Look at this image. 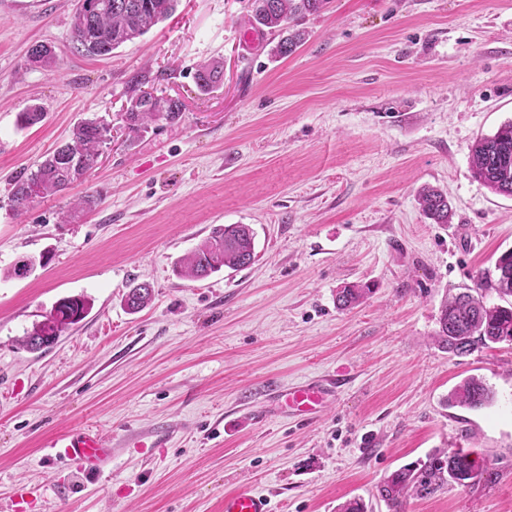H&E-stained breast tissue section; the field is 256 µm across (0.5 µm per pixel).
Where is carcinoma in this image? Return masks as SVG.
<instances>
[{
  "label": "carcinoma",
  "mask_w": 512,
  "mask_h": 512,
  "mask_svg": "<svg viewBox=\"0 0 512 512\" xmlns=\"http://www.w3.org/2000/svg\"><path fill=\"white\" fill-rule=\"evenodd\" d=\"M177 0H78L72 17L71 38L75 52L102 57L122 44L144 35L157 22L170 16ZM327 0H248V22L256 29L279 36L276 53L292 54L304 40V32L286 23L319 13ZM56 62L54 50L37 44L29 52V63L43 69ZM201 90H211L220 80L216 68L202 67L197 74ZM182 115L177 99L139 96V111L128 123L134 134L147 131L151 124H174ZM44 112L34 105L18 113L17 125L27 128L41 122ZM110 138V128L97 118H87L72 130L69 141L58 146L37 169L19 180L12 195L18 211L29 208L35 199H44L68 186L84 181L98 164L102 148ZM470 163L475 177L492 192L512 196V122L494 135L482 137L471 147ZM423 213L436 224H449L452 211L448 194L435 187H424L418 194ZM255 255V232L248 224L214 227L202 243L190 250L177 267L179 275L203 279L225 268L238 270L249 266ZM495 268L508 279L481 276L472 287L442 301L438 317L437 345L463 357L479 347L512 343V250L503 252ZM494 290L500 304L487 301V291ZM368 285L352 284L336 290V304L341 309L354 307L370 293ZM151 288L142 283L130 288L125 305L133 313L151 301ZM89 310L83 296L59 299L45 320L35 324L22 339L29 351H39L53 344L65 330L81 322ZM494 400L492 389L479 377H470L457 385L446 398L449 407L478 410ZM488 470V464L470 459L463 448H438L424 460L405 465L385 477L377 486L379 498L389 512H406L412 498H427L450 485L462 489L475 486Z\"/></svg>",
  "instance_id": "carcinoma-1"
}]
</instances>
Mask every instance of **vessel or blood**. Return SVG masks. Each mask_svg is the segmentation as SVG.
Instances as JSON below:
<instances>
[{
  "label": "vessel or blood",
  "instance_id": "obj_1",
  "mask_svg": "<svg viewBox=\"0 0 512 512\" xmlns=\"http://www.w3.org/2000/svg\"><path fill=\"white\" fill-rule=\"evenodd\" d=\"M337 388L338 381L333 377L305 381L272 390L268 402L277 413L308 420L323 413ZM45 446L51 456L77 465L86 474L99 471L112 457L110 446L91 429L55 435ZM223 512H270L269 500L265 494L250 489L231 491L224 495Z\"/></svg>",
  "mask_w": 512,
  "mask_h": 512
}]
</instances>
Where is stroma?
I'll return each instance as SVG.
<instances>
[{"label": "stroma", "instance_id": "1", "mask_svg": "<svg viewBox=\"0 0 512 512\" xmlns=\"http://www.w3.org/2000/svg\"><path fill=\"white\" fill-rule=\"evenodd\" d=\"M246 0H178L112 54L70 50L71 0H0V512H222L226 492L272 512H388L379 481L437 448L492 464L473 489L408 512H512V345L456 357L433 342L444 296L512 249V197L475 178L473 143L512 121V0H329L304 41L243 39ZM51 44L57 65L28 62ZM220 82L202 93L200 66ZM180 100L179 122L129 133L141 94ZM40 105L27 129L19 112ZM111 140L83 183L11 203L14 183L83 119ZM448 194L451 223L419 191ZM101 198L71 215L84 193ZM219 224L255 231L254 262L200 280L176 262ZM47 257L25 278L3 272ZM150 283L131 313L123 297ZM367 284L351 310L336 290ZM91 308L51 347L27 330L67 296ZM483 377L493 403L444 400ZM334 376L325 414H273L271 387ZM97 428L95 474L47 459L55 433ZM418 204L423 213L435 224L451 223L452 211L448 194L435 187H424L418 194ZM223 512H270L269 499L250 489L227 492Z\"/></svg>", "mask_w": 512, "mask_h": 512}]
</instances>
